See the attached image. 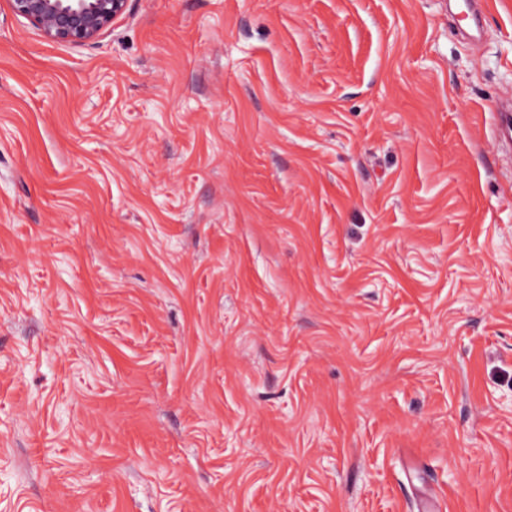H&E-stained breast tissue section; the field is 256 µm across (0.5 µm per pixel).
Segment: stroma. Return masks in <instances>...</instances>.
Here are the masks:
<instances>
[{
	"label": "stroma",
	"mask_w": 512,
	"mask_h": 512,
	"mask_svg": "<svg viewBox=\"0 0 512 512\" xmlns=\"http://www.w3.org/2000/svg\"><path fill=\"white\" fill-rule=\"evenodd\" d=\"M0 0V512H512V0ZM129 0H7L10 9L47 39L81 44L95 40L121 17ZM512 106L509 102L508 108L497 105L495 121L492 127V136L499 142L512 144Z\"/></svg>",
	"instance_id": "obj_1"
}]
</instances>
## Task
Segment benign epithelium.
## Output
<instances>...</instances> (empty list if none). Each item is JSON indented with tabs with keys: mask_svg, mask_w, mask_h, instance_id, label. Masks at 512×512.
<instances>
[{
	"mask_svg": "<svg viewBox=\"0 0 512 512\" xmlns=\"http://www.w3.org/2000/svg\"><path fill=\"white\" fill-rule=\"evenodd\" d=\"M10 9L47 39L81 44L95 40L121 17L128 0H7Z\"/></svg>",
	"mask_w": 512,
	"mask_h": 512,
	"instance_id": "obj_1",
	"label": "benign epithelium"
}]
</instances>
